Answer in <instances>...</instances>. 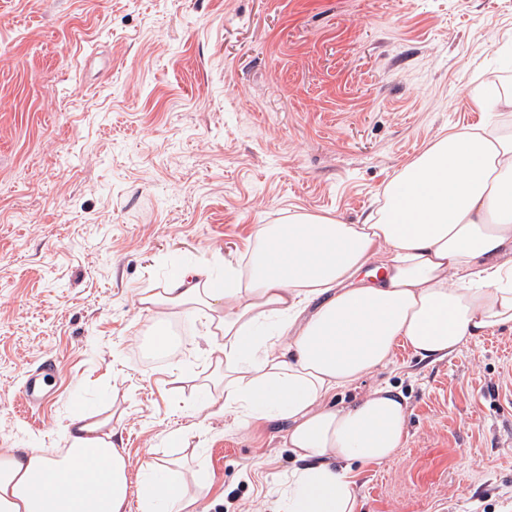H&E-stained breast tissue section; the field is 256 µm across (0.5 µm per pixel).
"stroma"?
Here are the masks:
<instances>
[{
  "mask_svg": "<svg viewBox=\"0 0 512 512\" xmlns=\"http://www.w3.org/2000/svg\"><path fill=\"white\" fill-rule=\"evenodd\" d=\"M510 50L512 0H0V449L63 447L108 403L132 469L158 451L201 465L209 512H265L285 423L193 433L202 322L145 362L140 291L223 275L289 212L376 209L440 131L494 121L471 96L512 86ZM49 365L55 394L26 408ZM379 383L406 397V436L357 467V512H512L511 329L431 365L398 347L342 397Z\"/></svg>",
  "mask_w": 512,
  "mask_h": 512,
  "instance_id": "stroma-1",
  "label": "stroma"
}]
</instances>
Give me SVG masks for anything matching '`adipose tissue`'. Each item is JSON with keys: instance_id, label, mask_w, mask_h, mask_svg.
I'll return each instance as SVG.
<instances>
[{"instance_id": "1", "label": "adipose tissue", "mask_w": 512, "mask_h": 512, "mask_svg": "<svg viewBox=\"0 0 512 512\" xmlns=\"http://www.w3.org/2000/svg\"><path fill=\"white\" fill-rule=\"evenodd\" d=\"M355 224L293 213L258 225L245 264L172 274L138 303L159 326L202 316L221 415L287 422L294 457L275 512H356L353 464L394 460L407 399L388 384L347 403L397 347L432 364L512 329V131L452 129L402 167ZM64 448L0 450V512H207L199 470L150 456L138 478L111 414L71 419Z\"/></svg>"}]
</instances>
